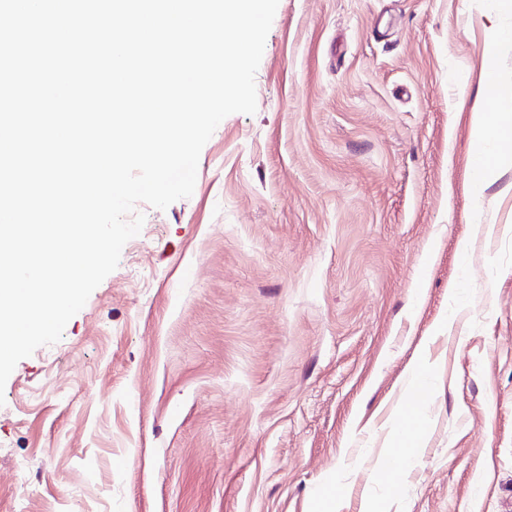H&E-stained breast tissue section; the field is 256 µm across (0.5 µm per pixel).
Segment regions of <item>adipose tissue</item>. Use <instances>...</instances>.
<instances>
[{"instance_id":"1","label":"adipose tissue","mask_w":512,"mask_h":512,"mask_svg":"<svg viewBox=\"0 0 512 512\" xmlns=\"http://www.w3.org/2000/svg\"><path fill=\"white\" fill-rule=\"evenodd\" d=\"M512 39V32L499 29L486 42L482 57L483 87L489 92L493 105L491 111L475 113L473 124L477 141L492 140L498 151L485 160L479 172L482 183H489L495 176L499 163L512 157V82H502L496 71L499 47Z\"/></svg>"}]
</instances>
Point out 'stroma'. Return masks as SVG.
Returning <instances> with one entry per match:
<instances>
[{
    "label": "stroma",
    "instance_id": "obj_1",
    "mask_svg": "<svg viewBox=\"0 0 512 512\" xmlns=\"http://www.w3.org/2000/svg\"><path fill=\"white\" fill-rule=\"evenodd\" d=\"M496 0H279L257 111L0 406V512H512V161L474 192ZM430 364L421 451L381 463Z\"/></svg>",
    "mask_w": 512,
    "mask_h": 512
}]
</instances>
